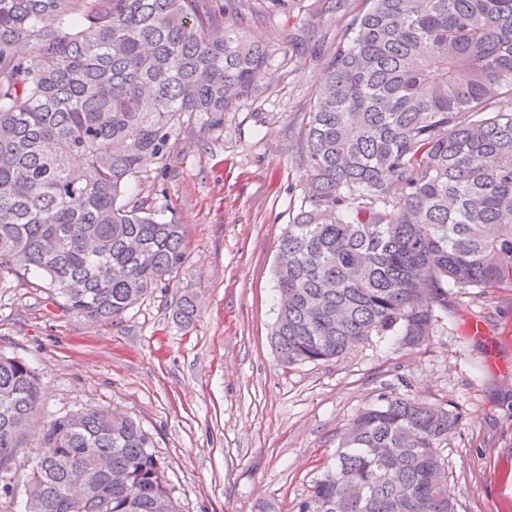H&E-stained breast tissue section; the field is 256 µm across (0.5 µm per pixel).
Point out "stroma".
<instances>
[{"label": "stroma", "mask_w": 512, "mask_h": 512, "mask_svg": "<svg viewBox=\"0 0 512 512\" xmlns=\"http://www.w3.org/2000/svg\"><path fill=\"white\" fill-rule=\"evenodd\" d=\"M363 7L243 0L236 20L268 50L267 75L220 122L185 118L126 195L185 230L166 287L103 324L67 310L36 272L0 275V353L39 373L40 420L102 407L133 419L181 512H255L263 500L295 512L347 424L383 394L457 416L440 454L458 512H512V288L455 301L413 348L374 336L288 367L270 343L279 243L304 194L301 135L325 58ZM185 297L188 324L176 316ZM491 338L502 342L493 362Z\"/></svg>", "instance_id": "stroma-1"}]
</instances>
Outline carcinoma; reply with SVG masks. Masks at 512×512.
Instances as JSON below:
<instances>
[{"label": "carcinoma", "mask_w": 512, "mask_h": 512, "mask_svg": "<svg viewBox=\"0 0 512 512\" xmlns=\"http://www.w3.org/2000/svg\"><path fill=\"white\" fill-rule=\"evenodd\" d=\"M267 68L205 0H0V275L37 271L96 322L166 287L182 225L128 188L184 116L221 120ZM509 100L512 0H368L304 128L305 195L274 270L281 362L336 359L375 333L415 346L448 291L512 288ZM41 406L36 370L0 353V472ZM456 424L382 397L296 512H457L438 454ZM25 479L31 512H178L148 434L108 409L48 421ZM18 510L3 483L0 512Z\"/></svg>", "instance_id": "cac0c4a2"}]
</instances>
